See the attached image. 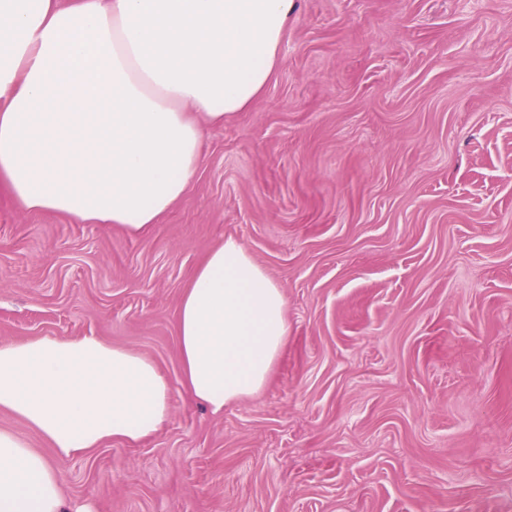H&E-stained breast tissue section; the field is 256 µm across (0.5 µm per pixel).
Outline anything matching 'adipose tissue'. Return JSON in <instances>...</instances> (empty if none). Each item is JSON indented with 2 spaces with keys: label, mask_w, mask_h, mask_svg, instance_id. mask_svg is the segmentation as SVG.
Returning a JSON list of instances; mask_svg holds the SVG:
<instances>
[{
  "label": "adipose tissue",
  "mask_w": 512,
  "mask_h": 512,
  "mask_svg": "<svg viewBox=\"0 0 512 512\" xmlns=\"http://www.w3.org/2000/svg\"><path fill=\"white\" fill-rule=\"evenodd\" d=\"M295 0H0V191L29 212L138 236L186 194L208 127L264 91ZM288 338L279 284L236 239L214 246L178 308L182 385L213 413L267 384ZM171 383L86 335L0 343V512H65L59 460L155 436ZM0 428L14 431L26 439L32 448H39L47 455H52V449L48 441L17 416L6 411H0Z\"/></svg>",
  "instance_id": "ef3b65f1"
}]
</instances>
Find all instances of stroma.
<instances>
[{
	"mask_svg": "<svg viewBox=\"0 0 512 512\" xmlns=\"http://www.w3.org/2000/svg\"><path fill=\"white\" fill-rule=\"evenodd\" d=\"M140 236L0 196V343L89 334L172 385L62 461L94 512H512V0H296L262 95ZM243 244L284 290L265 388L183 390L178 304Z\"/></svg>",
	"mask_w": 512,
	"mask_h": 512,
	"instance_id": "obj_1",
	"label": "stroma"
}]
</instances>
